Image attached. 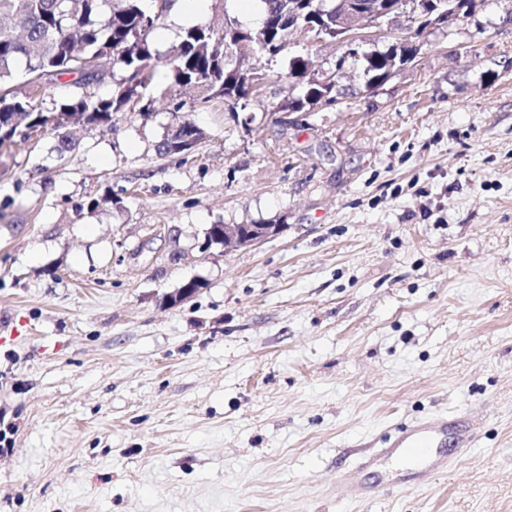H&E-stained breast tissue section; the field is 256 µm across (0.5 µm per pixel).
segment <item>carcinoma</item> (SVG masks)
<instances>
[{
  "label": "carcinoma",
  "mask_w": 512,
  "mask_h": 512,
  "mask_svg": "<svg viewBox=\"0 0 512 512\" xmlns=\"http://www.w3.org/2000/svg\"><path fill=\"white\" fill-rule=\"evenodd\" d=\"M147 10L142 0H0V147L25 142L31 130L56 135L55 151L64 159L76 146L72 128L112 127L116 112H133L147 120L154 116L153 90L159 72L193 99L178 100L173 111L188 106L207 108L222 101L248 109L254 86L263 76L248 66L253 57L273 60L288 50V40L308 24L321 27L325 40L336 39L335 17L326 12L332 0H309L298 19L288 13L286 0H260L261 13L278 21V27L254 30L241 24L208 25L200 22L183 29L179 44L161 53L150 34L164 21L175 0H165L157 12V0ZM391 59L383 52L363 55L364 74L381 78ZM313 61L295 56L288 63V77L295 80L282 108L303 112L332 96L336 84L316 82ZM41 80L36 96L20 94L15 74ZM66 75L75 76L72 90L46 101V88ZM110 81L111 93L102 97L95 86ZM205 139L203 129L188 119L176 125L157 143L159 154H176L179 140Z\"/></svg>",
  "instance_id": "obj_1"
}]
</instances>
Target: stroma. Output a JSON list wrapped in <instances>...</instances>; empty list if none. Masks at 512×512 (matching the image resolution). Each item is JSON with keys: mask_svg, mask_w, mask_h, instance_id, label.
Returning a JSON list of instances; mask_svg holds the SVG:
<instances>
[{"mask_svg": "<svg viewBox=\"0 0 512 512\" xmlns=\"http://www.w3.org/2000/svg\"><path fill=\"white\" fill-rule=\"evenodd\" d=\"M418 43L369 91L298 37L249 112H172L161 77L154 119L0 152V512H512V0ZM294 55L333 102L283 110ZM184 117L204 141L158 155ZM213 224L284 230L202 250ZM445 413L459 464L338 494Z\"/></svg>", "mask_w": 512, "mask_h": 512, "instance_id": "1", "label": "stroma"}]
</instances>
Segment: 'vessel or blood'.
<instances>
[{
    "instance_id": "b4317fda",
    "label": "vessel or blood",
    "mask_w": 512,
    "mask_h": 512,
    "mask_svg": "<svg viewBox=\"0 0 512 512\" xmlns=\"http://www.w3.org/2000/svg\"><path fill=\"white\" fill-rule=\"evenodd\" d=\"M475 425L465 417L440 415L400 427L384 448L354 461L339 482L342 497L373 498L382 490L383 481H361L360 473L376 469L380 462L394 461L403 480L419 481L445 473L449 469L447 448L463 453L470 448Z\"/></svg>"
}]
</instances>
